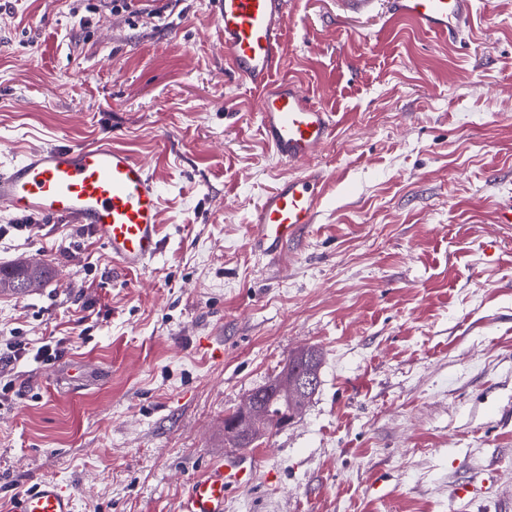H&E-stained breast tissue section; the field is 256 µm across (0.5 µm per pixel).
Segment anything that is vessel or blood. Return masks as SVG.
<instances>
[{
	"mask_svg": "<svg viewBox=\"0 0 512 512\" xmlns=\"http://www.w3.org/2000/svg\"><path fill=\"white\" fill-rule=\"evenodd\" d=\"M388 15L456 40L473 0H387ZM224 30V61L238 84L259 97L264 140L298 172L281 180L257 205L248 243L262 256L281 252L302 226L315 223L324 178L311 160L334 140V113L313 102L297 84L274 81L283 56L288 0H212ZM162 195L146 162L111 145H65L30 151L0 171V207L88 227L113 260L127 270L148 267L161 247ZM247 471L223 459L189 482L179 512H224L227 490L244 486ZM14 512H75V502L52 480L17 499Z\"/></svg>",
	"mask_w": 512,
	"mask_h": 512,
	"instance_id": "1",
	"label": "vessel or blood"
}]
</instances>
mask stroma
Masks as SVG:
<instances>
[{
    "label": "stroma",
    "mask_w": 512,
    "mask_h": 512,
    "mask_svg": "<svg viewBox=\"0 0 512 512\" xmlns=\"http://www.w3.org/2000/svg\"><path fill=\"white\" fill-rule=\"evenodd\" d=\"M288 14L278 76L336 137L313 161L316 223L269 259L249 221L294 169L225 70L211 0L160 19L0 0V170L106 142L163 195L141 270L87 227L29 232L0 209V265L53 271L0 293V512L42 479L76 512H179L217 455L251 472L224 512H512V224L494 216L512 196V0H474L457 42L341 0ZM305 347L322 364L302 412L229 447L225 415Z\"/></svg>",
    "instance_id": "obj_1"
}]
</instances>
